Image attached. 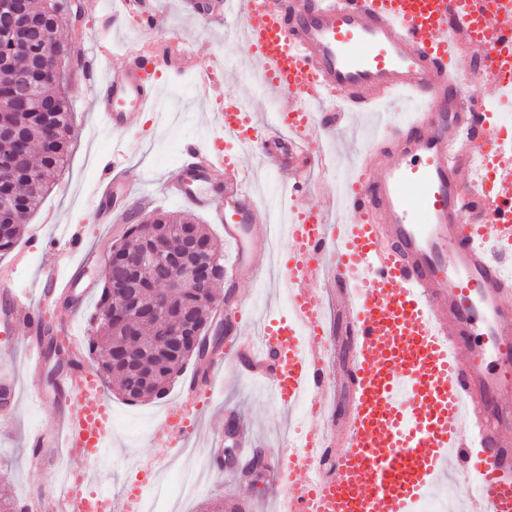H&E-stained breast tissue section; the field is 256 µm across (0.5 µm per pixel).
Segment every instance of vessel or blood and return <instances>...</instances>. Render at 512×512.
I'll return each instance as SVG.
<instances>
[{"instance_id": "1", "label": "vessel or blood", "mask_w": 512, "mask_h": 512, "mask_svg": "<svg viewBox=\"0 0 512 512\" xmlns=\"http://www.w3.org/2000/svg\"><path fill=\"white\" fill-rule=\"evenodd\" d=\"M145 33L164 38L150 0H122ZM240 22L259 81L275 96L277 122H263L242 98L228 96L217 119L230 142L285 173L292 218L280 287L286 315L260 341L246 333L252 310L242 281H263L269 256L267 211L248 188L242 153L218 154L212 136L187 142L168 192L224 229L236 254L224 301L213 310L234 328L208 359L195 394H211L218 375L245 370L269 377L275 404L306 407L300 442L283 440L275 458L273 512H414L449 472L469 486L464 512H512V118L488 112L465 87L512 95V0H224ZM172 54L143 60L128 48L112 72H92L98 116L118 133L159 102L158 73ZM228 73L199 70L206 100ZM410 103L393 120L395 101ZM372 130L344 191L321 177L340 130L358 112ZM92 210L144 205L142 182H98ZM41 268L45 295L74 296L67 314L46 320L0 280V334L19 336L24 372L37 379L46 341L64 348L51 429L32 431L27 462L47 454L79 465V485L59 484L26 500L25 512H140L141 488L123 497L97 493L95 463L112 445V405L71 324L86 301L75 274L92 252L72 233L54 242ZM336 285L350 335L347 361L320 297ZM199 406L178 403L149 439L174 448Z\"/></svg>"}]
</instances>
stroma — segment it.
I'll use <instances>...</instances> for the list:
<instances>
[{
  "label": "stroma",
  "instance_id": "35a3bbf8",
  "mask_svg": "<svg viewBox=\"0 0 512 512\" xmlns=\"http://www.w3.org/2000/svg\"><path fill=\"white\" fill-rule=\"evenodd\" d=\"M79 4L83 15L79 36H72L66 26L57 34L61 41H75L84 59L83 65L65 71L72 123L67 162L38 209L30 216L16 246L11 252L0 255V271H11L16 293L28 302L39 300L38 270L49 256L45 243L61 237L62 226H78L84 247L101 251L106 250L109 241L115 237L111 225L96 223L85 196L89 185L105 178L103 160L111 152L115 140L112 132L95 118L92 94L84 80L86 72L99 66L118 67L124 48L133 43L149 55L167 49L165 43L148 42L133 20L122 18L121 0H79ZM152 5L161 25L181 37V49L189 65L157 79L164 107L171 112L169 120L159 122L157 113L150 112L139 126L124 134L125 139L141 144L140 151L128 162V171L148 184L152 202L145 211L149 214L184 210V203L164 189L167 174L179 164L184 144L202 133L213 113L223 110L225 97H242L263 114L271 104L269 93L257 82L250 68L248 49L230 34V26L223 19L216 15L202 19L189 11L183 0H152ZM104 12L113 16L112 53L98 60L93 57L92 50L100 37V15ZM214 62L226 63L229 77L210 100L198 101L191 91L195 72ZM42 303L45 315L53 316L56 301L48 299ZM21 389L22 402L16 416L0 417V493L9 492L20 502L30 494L47 491L41 476L26 464L24 438L31 430L49 427L52 416L51 406L35 399L36 392H48L46 382L35 386L25 382ZM269 389L268 381L245 373L240 374L237 382H218L210 401L203 404L190 441L193 452L189 455L172 454L170 449L153 446L148 439L169 403L181 399L182 382H175L165 398L137 404L138 418L130 422L123 419L126 402L119 396H112L114 438L109 453L96 468L99 486L109 493L120 494L129 486L140 458L169 456L173 463L163 474L164 481L157 491L158 503L176 497L183 472L191 471L200 480V491L197 496L182 502L181 512H198L199 502L211 497L224 498L228 503H246L245 512H270L275 490L273 470H266L262 483L257 485L250 483L243 474L230 471L223 477H216L208 467L205 447L207 434L224 428V411L231 408L239 419L242 458L247 460L260 454L265 461H272L276 450L270 441L277 433L278 411L269 396Z\"/></svg>",
  "mask_w": 512,
  "mask_h": 512
}]
</instances>
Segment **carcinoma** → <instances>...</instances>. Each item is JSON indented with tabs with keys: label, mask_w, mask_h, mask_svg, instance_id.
Instances as JSON below:
<instances>
[{
	"label": "carcinoma",
	"mask_w": 512,
	"mask_h": 512,
	"mask_svg": "<svg viewBox=\"0 0 512 512\" xmlns=\"http://www.w3.org/2000/svg\"><path fill=\"white\" fill-rule=\"evenodd\" d=\"M27 3L38 16L39 31L28 37L26 51L15 53L12 34L0 33V57L9 59V64L0 66V96L23 90L16 79L21 72L29 84L40 90V102L32 108H0V126L4 128L0 137V168L13 171L11 179L0 181V196H10L16 203L12 212L0 215V252L11 250L19 239L21 227L41 203L52 176L63 169L68 148L65 137H46L49 125L57 119L68 122L70 112L66 92H49L54 85L52 42L63 19L48 4L36 6L33 0ZM187 234L212 242L191 215L162 212L126 225L120 238L111 245L99 303L89 319L88 350L99 376L115 379L117 393L127 402L161 398L167 393L187 361L195 358L194 349L188 345L180 350L170 348L173 335L179 332L186 316L193 319L194 325L204 326L212 302L200 299L193 291L176 293L161 309L159 319L140 322L137 340L131 341L118 315V310L130 302L115 295L112 281L130 279L139 304H155L157 296L167 291L161 283L160 271L152 268L132 273L125 258L133 251L152 248L162 239L176 249Z\"/></svg>",
	"instance_id": "1"
}]
</instances>
